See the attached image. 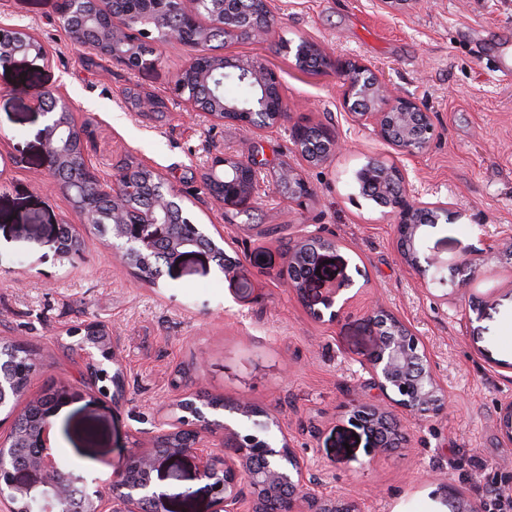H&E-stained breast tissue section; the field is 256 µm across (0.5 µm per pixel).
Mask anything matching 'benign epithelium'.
<instances>
[{"label":"benign epithelium","instance_id":"7a95c632","mask_svg":"<svg viewBox=\"0 0 512 512\" xmlns=\"http://www.w3.org/2000/svg\"><path fill=\"white\" fill-rule=\"evenodd\" d=\"M179 12L182 22L176 29L162 27L163 16ZM59 23L71 42L90 50L86 61L110 59L131 71L157 65L160 48L178 43L192 52L189 64L176 76L172 93L184 99L192 112H203L219 123L231 122L249 133L269 130L291 122L295 151L309 163H326L342 149L334 131L318 128L316 145L309 143L312 126L292 121L288 104L281 92L278 75L258 61L238 63L239 77L260 84L264 95L250 109L224 106L221 98L224 68L227 62L210 59L205 51L216 31L224 38L255 39L268 37L274 29L271 0H157V5L118 16L103 0H58ZM18 56H31L49 61L45 44L22 28L0 24V64L14 63ZM323 68L340 76L343 83L341 106L360 124L372 125L376 136L386 145L415 155L430 144L434 127L429 113L410 96L399 94L385 83L367 63L358 59H339L321 52ZM35 106L46 117L43 129L44 147L50 168L61 188L68 194L81 223L106 238L110 253L125 266L147 278L143 265L145 256L159 242L170 243L166 260L173 263L187 253L197 252L193 238L197 225L186 215L182 195L159 181L155 184L150 204L131 218L128 203L131 186L149 171L143 166H130L111 176L100 174L89 157L86 140L90 126L74 119V106L59 92L40 90L32 93ZM208 185L213 198L228 205L241 204L260 191L259 165L253 158H231L217 155L207 170ZM365 190L372 187L381 195L394 224L401 255L412 267L421 268L418 231L428 223L448 218V203L423 202L410 195L404 170L395 162L369 160L356 173ZM277 189L288 198L304 202L313 195L298 171L285 163L280 166ZM186 224L189 236L174 239L173 225ZM61 256L79 254L76 238L57 233ZM336 247L334 240L319 232L301 236L288 244L285 263L288 288L301 293L317 270L321 252ZM475 271L470 260H462L457 268L453 288L460 295L470 292ZM354 285L345 277L326 285V301L331 306L340 302L346 307L352 297L344 291ZM368 321L374 329L376 344L365 362L373 386L397 407L410 413L443 415L450 411L448 396L435 377L427 349L410 327L388 313L381 305L368 307ZM71 346L86 360L90 375H108L104 366L119 364L112 337L95 321H88L69 331ZM70 396L67 382H59L54 393L35 394L29 402L41 404L42 424L33 433L32 458L22 464L14 462V449L20 442L13 434L0 436V512H24L33 505L39 512H141L139 505L151 501L157 512H168L167 497L154 490L152 474L174 458H189L198 476L210 481L215 495V512H359L352 502L327 498L315 492L317 476L303 462L287 438L275 447L266 431L280 427L271 420L265 428L241 435L226 423L210 420L204 406L195 401H179L176 408L184 412L180 421H168L166 435L188 431L195 441L176 448L159 451L135 448L125 457L119 479L128 483L130 494L108 500L98 490L87 486L74 487L62 473L51 445L50 421L58 404ZM351 419L361 425L374 439L379 450L398 447L403 439L400 425L389 411L359 399L351 404ZM224 431V454L215 453L202 434ZM36 475L43 487L40 497L30 495L29 488L19 481V474Z\"/></svg>","mask_w":512,"mask_h":512}]
</instances>
